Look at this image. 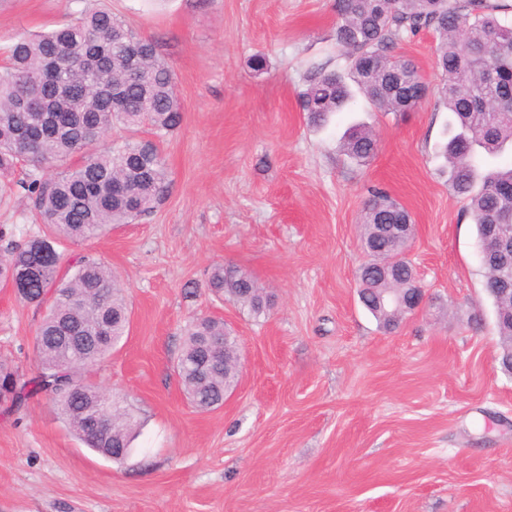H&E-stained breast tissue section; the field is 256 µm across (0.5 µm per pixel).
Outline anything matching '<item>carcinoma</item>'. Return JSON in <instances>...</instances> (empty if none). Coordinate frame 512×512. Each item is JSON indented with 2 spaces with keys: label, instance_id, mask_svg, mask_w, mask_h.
<instances>
[{
  "label": "carcinoma",
  "instance_id": "carcinoma-1",
  "mask_svg": "<svg viewBox=\"0 0 512 512\" xmlns=\"http://www.w3.org/2000/svg\"><path fill=\"white\" fill-rule=\"evenodd\" d=\"M336 45L347 53L343 70L314 63L298 93L307 124L326 126L358 95L379 112H409L426 96L412 60L394 54L399 42L436 34L439 98L451 119L437 154L448 168V187L467 202L482 245L487 225H512V164L497 163L512 149V5L499 0H335ZM0 68V173L25 167L17 186L48 233L29 235L0 252V281L22 282L19 298L46 313L36 331V372L19 381L0 370V395L20 406L49 396L65 425L86 445L115 462L131 453L141 423L123 404L85 377L128 335L127 296L111 267L84 254L62 266L57 245L87 241L118 224L152 214L171 185L161 144L182 121L174 75L153 40L135 33L111 10L94 5L72 22L17 37ZM37 74L48 80L38 82ZM72 87L63 102L56 84ZM121 128L129 136L112 139ZM340 151L362 165L378 150L372 129L354 126ZM365 246L378 224H410L409 212L384 188L373 186L361 217ZM389 280L357 269L359 298L391 331L407 313L379 307L380 289H400L414 276L401 238L383 255ZM483 291L495 312L501 350L512 345V292L495 290L506 268L480 258ZM207 287L259 317L270 302L255 279L233 265H216ZM224 335V321L201 316L189 324L176 361L181 387L200 411L224 405V387L239 382L236 349L201 369L207 336Z\"/></svg>",
  "mask_w": 512,
  "mask_h": 512
}]
</instances>
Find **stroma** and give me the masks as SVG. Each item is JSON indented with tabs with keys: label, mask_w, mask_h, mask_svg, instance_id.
<instances>
[{
	"label": "stroma",
	"mask_w": 512,
	"mask_h": 512,
	"mask_svg": "<svg viewBox=\"0 0 512 512\" xmlns=\"http://www.w3.org/2000/svg\"><path fill=\"white\" fill-rule=\"evenodd\" d=\"M106 2L175 73L183 119L162 146L171 186L151 216L59 249L98 256L120 278L129 334L86 376L127 398L142 427L116 463L43 395L0 402V512H512V374L471 215L435 151L449 113L433 32L396 47L429 88L420 107L383 114L359 96L317 131L297 94L312 63L347 65L334 0ZM82 7L0 0V51ZM358 124L379 143L367 165L339 150ZM371 185L418 226L410 257L427 304L391 332L357 294ZM42 230L23 191L0 202V249ZM218 263L258 280L268 315L209 290ZM43 315L0 282V363L23 381ZM199 316L224 319L242 345L238 386L209 412L174 371Z\"/></svg>",
	"instance_id": "1"
}]
</instances>
